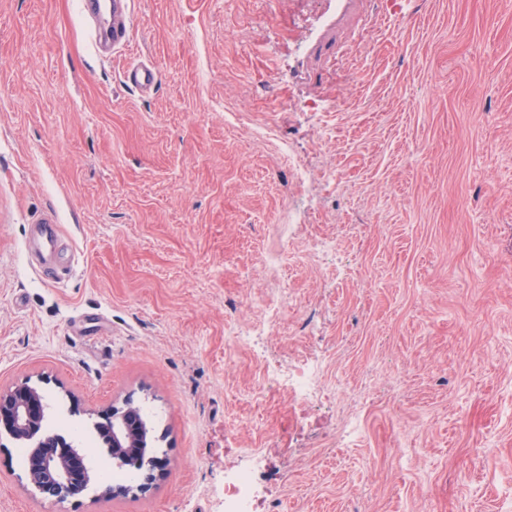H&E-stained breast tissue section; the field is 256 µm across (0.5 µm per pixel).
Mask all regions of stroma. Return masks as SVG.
<instances>
[{
    "label": "stroma",
    "mask_w": 512,
    "mask_h": 512,
    "mask_svg": "<svg viewBox=\"0 0 512 512\" xmlns=\"http://www.w3.org/2000/svg\"><path fill=\"white\" fill-rule=\"evenodd\" d=\"M329 2L132 0L103 57L77 0H0V391L100 474L132 399L161 460L55 506L0 436V512H224L247 448L256 512H512V0ZM32 224H40V233L43 244L50 251L55 250L60 241V230L56 215L54 212L36 217ZM271 378L280 386H288L291 383L311 397L320 394L316 374L311 370L304 368L273 369Z\"/></svg>",
    "instance_id": "stroma-1"
}]
</instances>
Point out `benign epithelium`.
<instances>
[{
    "mask_svg": "<svg viewBox=\"0 0 512 512\" xmlns=\"http://www.w3.org/2000/svg\"><path fill=\"white\" fill-rule=\"evenodd\" d=\"M49 409L38 386L26 383L0 392V431L31 448L28 482L44 499L59 503L87 491L96 483V473L80 442L49 426ZM92 427L112 465L135 470L140 477L137 488L146 489L158 461L144 453L155 436L140 407L128 400L97 414Z\"/></svg>",
    "mask_w": 512,
    "mask_h": 512,
    "instance_id": "7a95c632",
    "label": "benign epithelium"
}]
</instances>
